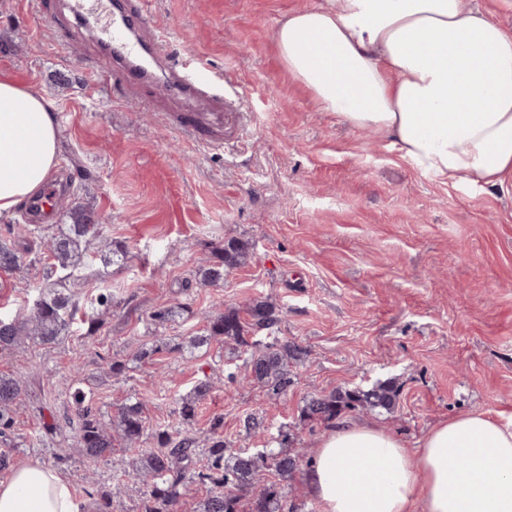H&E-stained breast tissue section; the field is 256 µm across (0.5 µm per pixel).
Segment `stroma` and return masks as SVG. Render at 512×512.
<instances>
[{"label":"stroma","mask_w":512,"mask_h":512,"mask_svg":"<svg viewBox=\"0 0 512 512\" xmlns=\"http://www.w3.org/2000/svg\"><path fill=\"white\" fill-rule=\"evenodd\" d=\"M332 0H153L173 26L176 55L202 51L213 70H230L249 115L244 143L215 153L182 137L172 121L206 100L162 94L156 83L117 92L91 90L84 61L97 53L94 30L80 20L54 24L65 0H0V79L53 101L61 164L51 182L58 202L50 220L27 221L13 271L0 269V317L23 308L31 292L60 279L41 243L81 204L106 216L105 235L126 258L93 259L65 279L99 327L74 326L56 345L23 344L0 353V373L23 380L8 439L12 466L37 461L61 470L88 496L95 478L112 484V512H140L144 485L132 473L140 450L114 440L88 467L71 431L48 433L79 373L104 419L142 400L149 429L191 435L208 445L222 417L226 453L255 452L284 437L312 457L326 431L304 420L315 395L369 389L399 391L394 412L351 411L416 447L439 421L459 413H512V193L424 175L389 140L353 128L322 105L282 65L275 31L288 14ZM89 171L78 188L67 181ZM249 242L245 265L221 285H199L197 269L213 246ZM111 289L112 306L94 299ZM272 303L275 336L306 354L290 365L286 392L248 378L246 346L221 339L192 359L173 345L205 332V313ZM189 303L158 326L151 312ZM151 349L126 376L105 374L109 358ZM214 389L193 420L176 412L199 379ZM262 420L266 433L244 426Z\"/></svg>","instance_id":"stroma-1"}]
</instances>
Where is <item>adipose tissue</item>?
<instances>
[{
	"mask_svg": "<svg viewBox=\"0 0 512 512\" xmlns=\"http://www.w3.org/2000/svg\"><path fill=\"white\" fill-rule=\"evenodd\" d=\"M284 67L325 110L390 139L426 175L512 190V31L464 0H336L278 27ZM54 106L0 81V216L40 195L60 163ZM318 512H512V414L465 412L411 449L336 420L306 471ZM0 512H88L59 471L18 465Z\"/></svg>",
	"mask_w": 512,
	"mask_h": 512,
	"instance_id": "adipose-tissue-1",
	"label": "adipose tissue"
}]
</instances>
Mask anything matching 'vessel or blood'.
<instances>
[{
	"mask_svg": "<svg viewBox=\"0 0 512 512\" xmlns=\"http://www.w3.org/2000/svg\"><path fill=\"white\" fill-rule=\"evenodd\" d=\"M68 9L75 17L92 20L98 33L99 57L89 60L87 69L96 70L101 59L112 65L111 73L98 72V82L129 85L147 79L151 66L162 65L171 92L223 102L231 75L210 71L197 52L172 60L174 31L155 18L151 0H69ZM180 127L191 140L214 148L223 147L239 131L238 122H226L218 112H190Z\"/></svg>",
	"mask_w": 512,
	"mask_h": 512,
	"instance_id": "vessel-or-blood-1",
	"label": "vessel or blood"
}]
</instances>
